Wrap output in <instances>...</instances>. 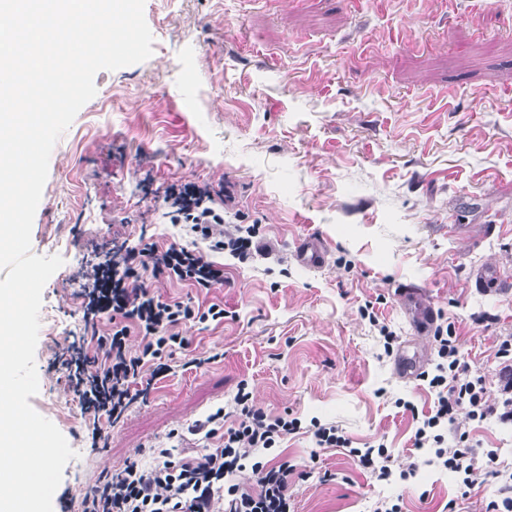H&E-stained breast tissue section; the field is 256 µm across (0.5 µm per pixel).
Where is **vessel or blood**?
<instances>
[{
  "instance_id": "1",
  "label": "vessel or blood",
  "mask_w": 512,
  "mask_h": 512,
  "mask_svg": "<svg viewBox=\"0 0 512 512\" xmlns=\"http://www.w3.org/2000/svg\"><path fill=\"white\" fill-rule=\"evenodd\" d=\"M294 255L299 264L317 268L325 263L327 248L321 239L308 236L296 243ZM399 302L410 322L414 338L401 347L395 359V370L401 378L410 380L416 378L422 369L425 360L422 341L432 335L437 311L430 297L415 287L403 288Z\"/></svg>"
}]
</instances>
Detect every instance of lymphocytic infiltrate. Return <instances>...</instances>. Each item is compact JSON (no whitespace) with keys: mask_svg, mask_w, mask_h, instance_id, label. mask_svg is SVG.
<instances>
[{"mask_svg":"<svg viewBox=\"0 0 512 512\" xmlns=\"http://www.w3.org/2000/svg\"><path fill=\"white\" fill-rule=\"evenodd\" d=\"M215 197L209 187L193 184L170 185L164 196L172 223L206 242L207 250L123 241L113 244L108 259L91 264L84 275L78 296L85 334L61 345L55 365L91 424L94 442L104 441L105 426L119 422L168 372L163 357L184 345L179 332L183 323L224 319L220 304L202 311L163 298L147 283L148 278L163 277L204 289L223 284L224 267L211 260V253L226 250L241 256L251 240L225 232L224 210ZM134 332L141 338L136 352L128 346ZM433 339L439 361L434 372H421L419 378L435 391L436 401L417 427L414 445L433 448L435 462L456 477L461 489L472 488L481 474L495 478L497 494L484 512H512V470L499 467L495 451L477 453L468 431L457 423L463 414L471 421L493 416L511 424L512 380L498 395H490L484 377L469 370L454 329L437 328ZM234 403L236 423L224 427L217 448L178 459L171 449L159 447L149 464L131 456L84 493L80 512H291L288 483L295 466L286 461L262 463L253 455L293 433L296 420L269 418L254 408L243 388ZM245 469L251 470L258 493L234 483L237 472Z\"/></svg>","mask_w":512,"mask_h":512,"instance_id":"f902f5d3","label":"lymphocytic infiltrate"}]
</instances>
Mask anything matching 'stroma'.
Wrapping results in <instances>:
<instances>
[{"label":"stroma","mask_w":512,"mask_h":512,"mask_svg":"<svg viewBox=\"0 0 512 512\" xmlns=\"http://www.w3.org/2000/svg\"><path fill=\"white\" fill-rule=\"evenodd\" d=\"M144 16L151 57L96 73L95 96L52 150L33 220L32 253L63 259L42 292L55 322L39 330L29 399L76 453L53 512H79L100 474L135 451L217 447L192 428L232 410L242 383L255 408L299 424L256 455L306 471L288 487L294 512H373L382 498L401 512H448L452 499L481 512L495 479L462 494L415 447V416L436 393L396 375L379 328L411 339L398 290L424 289L471 372L498 392L512 285L474 276L493 262L512 282V0H145ZM184 183L229 189L225 231L257 225V243L243 259L214 254L223 286L153 281L164 298L223 305L224 319L181 325L187 344L168 375L92 447L53 366L63 339L83 332L86 264L115 236L191 245L162 200ZM308 235L326 244L321 268L292 256ZM318 423L349 447L317 445ZM465 427L512 469V426ZM381 444L392 469L419 461L417 475L374 481L351 451Z\"/></svg>","instance_id":"1"}]
</instances>
